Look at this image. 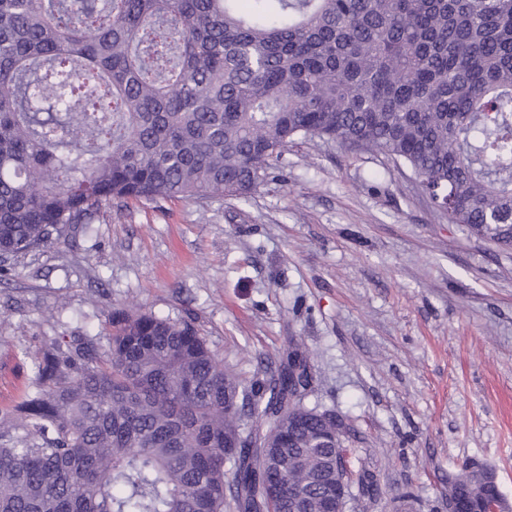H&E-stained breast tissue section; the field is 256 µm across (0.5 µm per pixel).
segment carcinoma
<instances>
[{"instance_id":"1","label":"carcinoma","mask_w":512,"mask_h":512,"mask_svg":"<svg viewBox=\"0 0 512 512\" xmlns=\"http://www.w3.org/2000/svg\"><path fill=\"white\" fill-rule=\"evenodd\" d=\"M316 137L406 166L449 223L512 248V0H0V277L114 199H246ZM26 357L0 512H322L345 476L377 493L336 466L344 420L284 411L316 377L304 354L243 379L131 304ZM464 494L493 507L466 466Z\"/></svg>"}]
</instances>
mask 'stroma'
<instances>
[{"label": "stroma", "mask_w": 512, "mask_h": 512, "mask_svg": "<svg viewBox=\"0 0 512 512\" xmlns=\"http://www.w3.org/2000/svg\"><path fill=\"white\" fill-rule=\"evenodd\" d=\"M130 303L194 322L246 378L301 343L309 405L345 416L379 488L346 512H445L467 461L512 501V251L383 155L302 139L248 200H116L27 255L0 280V403L28 381L22 352Z\"/></svg>", "instance_id": "stroma-1"}]
</instances>
